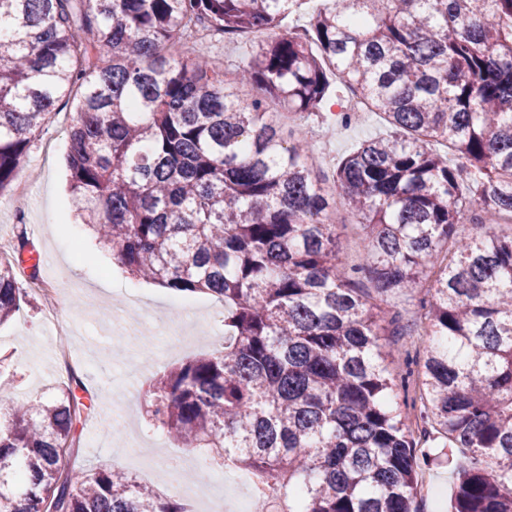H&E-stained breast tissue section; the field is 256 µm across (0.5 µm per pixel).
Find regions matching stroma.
I'll return each mask as SVG.
<instances>
[{"mask_svg": "<svg viewBox=\"0 0 512 512\" xmlns=\"http://www.w3.org/2000/svg\"><path fill=\"white\" fill-rule=\"evenodd\" d=\"M340 111L334 99L305 121L327 176L359 143L387 132L375 112L342 124L336 120ZM72 122L69 108L58 109L23 157L18 177L31 187L29 201L16 207L12 192L0 195V237L24 234L28 251L41 256L39 277L55 283L53 309L71 332L48 331L41 298L27 292L19 311L0 325V356L10 363L9 375L0 378V399H34L45 386L65 381L67 367H75L92 408L78 425L79 443L70 456L73 480L110 464L169 496L178 485L200 480L210 457L205 450L183 451L170 439H158L144 420L139 389L171 365L214 351L210 329L224 306L205 294L183 297L132 278L89 232L71 236V227L81 222L68 192L65 164ZM335 224L340 262L348 268L361 265L366 242L359 224L350 215L338 216ZM382 343L392 351L389 369L400 374L406 361H423L431 339L386 336ZM413 435L418 453L430 457L420 472V512H448L453 466L464 453L435 430L418 426Z\"/></svg>", "mask_w": 512, "mask_h": 512, "instance_id": "obj_1", "label": "stroma"}]
</instances>
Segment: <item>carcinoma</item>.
Wrapping results in <instances>:
<instances>
[{"label":"carcinoma","instance_id":"carcinoma-1","mask_svg":"<svg viewBox=\"0 0 512 512\" xmlns=\"http://www.w3.org/2000/svg\"><path fill=\"white\" fill-rule=\"evenodd\" d=\"M299 2L0 0V195L71 104L70 192L98 244L134 278L224 303V349L154 379L150 425L252 471L255 512H420L422 462L380 344L396 318L340 265L306 131L284 142L267 109L309 117L336 88L360 97L389 133L333 183L379 295L439 265L421 400L470 454L450 512H512V235L447 248L466 213L512 215V0H318L297 34ZM198 23L269 37L228 80L221 61L174 51ZM26 245L0 255V324L25 295ZM80 388L0 404V508L190 512L120 469L62 476Z\"/></svg>","mask_w":512,"mask_h":512}]
</instances>
